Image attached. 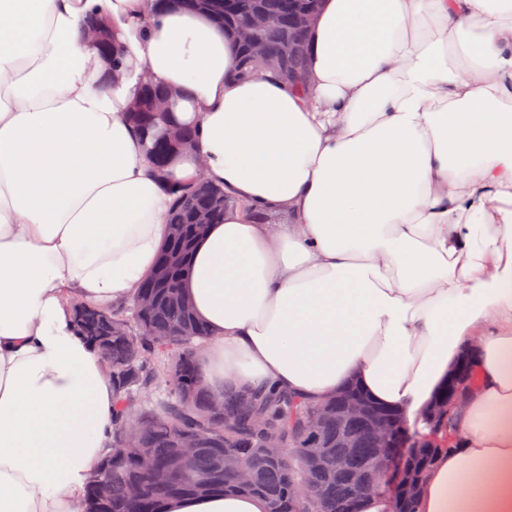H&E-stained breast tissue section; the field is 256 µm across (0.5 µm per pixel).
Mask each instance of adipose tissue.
<instances>
[{
	"mask_svg": "<svg viewBox=\"0 0 512 512\" xmlns=\"http://www.w3.org/2000/svg\"><path fill=\"white\" fill-rule=\"evenodd\" d=\"M97 15L115 82L81 38ZM308 44L304 98L238 78L236 35L204 12L0 0V512H81L109 441L112 382L73 307L131 302L169 238L128 119L145 73L199 131L169 181L231 200L183 282L206 387L318 405L354 384L412 426L476 347L416 510L512 512V0H322ZM165 512L268 504L227 491Z\"/></svg>",
	"mask_w": 512,
	"mask_h": 512,
	"instance_id": "adipose-tissue-1",
	"label": "adipose tissue"
}]
</instances>
